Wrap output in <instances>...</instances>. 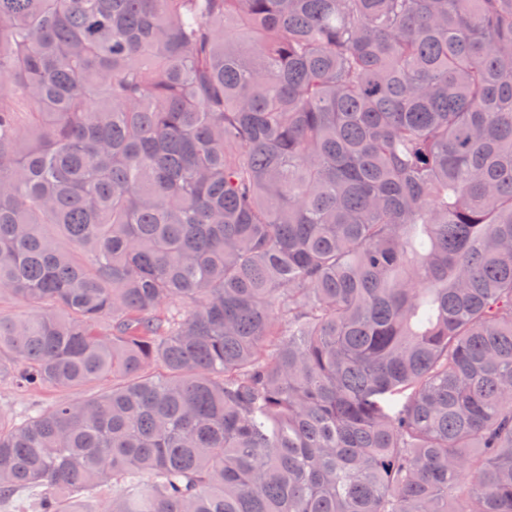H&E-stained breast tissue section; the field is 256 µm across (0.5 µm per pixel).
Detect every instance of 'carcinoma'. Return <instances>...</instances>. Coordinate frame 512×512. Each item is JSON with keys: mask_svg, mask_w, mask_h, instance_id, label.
Segmentation results:
<instances>
[{"mask_svg": "<svg viewBox=\"0 0 512 512\" xmlns=\"http://www.w3.org/2000/svg\"><path fill=\"white\" fill-rule=\"evenodd\" d=\"M1 296L0 507L512 512V0H0ZM112 384V381H94L86 386L69 390L24 391L10 384L7 378L0 380V410L14 418L35 407L47 409L62 401H80L94 396Z\"/></svg>", "mask_w": 512, "mask_h": 512, "instance_id": "cac0c4a2", "label": "carcinoma"}]
</instances>
